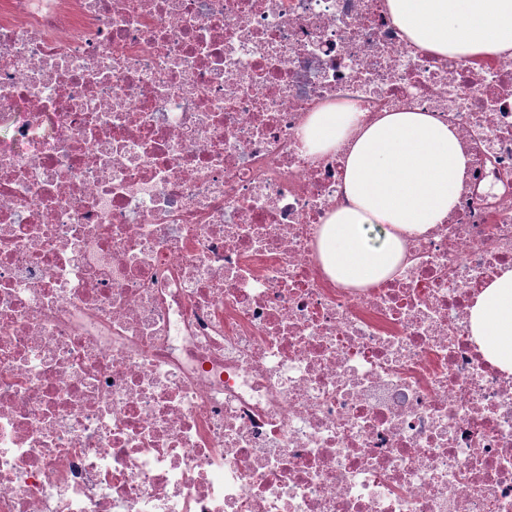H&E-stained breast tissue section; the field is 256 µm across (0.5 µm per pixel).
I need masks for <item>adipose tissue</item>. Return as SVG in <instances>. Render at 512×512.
Listing matches in <instances>:
<instances>
[{
    "mask_svg": "<svg viewBox=\"0 0 512 512\" xmlns=\"http://www.w3.org/2000/svg\"><path fill=\"white\" fill-rule=\"evenodd\" d=\"M393 21L420 49L464 62L512 52V0H386ZM313 152L341 143L351 204L336 209L321 238L324 268L337 283L361 287L403 259L408 235L427 232L457 203L468 168L454 130L427 112L383 113L357 126L343 107L313 113L305 127ZM468 329L483 356L512 375V269L474 298Z\"/></svg>",
    "mask_w": 512,
    "mask_h": 512,
    "instance_id": "1",
    "label": "adipose tissue"
}]
</instances>
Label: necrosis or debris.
<instances>
[{"instance_id":"1","label":"necrosis or debris","mask_w":512,"mask_h":512,"mask_svg":"<svg viewBox=\"0 0 512 512\" xmlns=\"http://www.w3.org/2000/svg\"><path fill=\"white\" fill-rule=\"evenodd\" d=\"M418 109L469 158L385 279L324 270L344 151ZM512 54L384 0H0V512H512ZM468 329L487 361L512 375V269H502L474 298Z\"/></svg>"}]
</instances>
